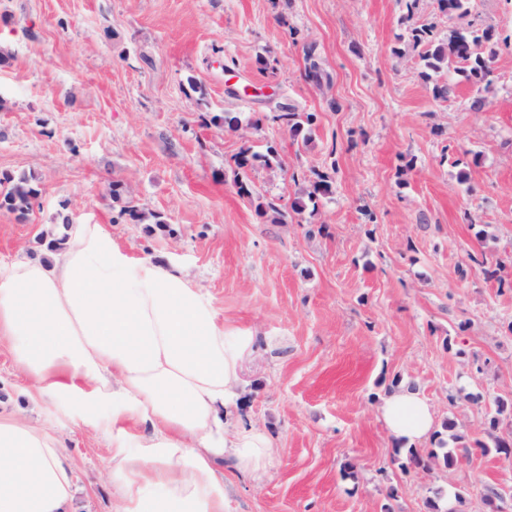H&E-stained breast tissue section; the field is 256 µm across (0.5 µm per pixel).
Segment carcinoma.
Segmentation results:
<instances>
[{
    "mask_svg": "<svg viewBox=\"0 0 512 512\" xmlns=\"http://www.w3.org/2000/svg\"><path fill=\"white\" fill-rule=\"evenodd\" d=\"M441 12L460 16L469 13L471 0H437ZM408 41L415 48H422L421 59L424 70L420 72L421 78L431 85L433 98L446 100L453 93L454 85L450 82L436 79V75L450 69L464 73L465 78L472 84L489 89L492 84V64L499 52L512 48V34L496 32L490 28L474 25L464 29H453L443 39L437 38L435 26L422 23L412 25L408 29ZM272 123H283L292 137H302L307 141L313 133L315 114L299 113L293 108L285 112H275L266 117ZM235 166V187L239 197L256 202V210L262 215L272 211L279 217L284 213L274 202H265L261 197L255 196L254 189L249 183L246 172L255 163L261 162L271 168L279 165L276 150L273 146L266 147L265 152L258 153L249 147L233 158ZM109 194L112 202L120 204L117 219L129 223L139 224L145 220V214L134 203L127 185L117 179L109 183ZM42 194L40 185L31 177L25 175L15 176L8 172L0 173V209L25 216L33 209L35 202ZM332 194V179L329 174L315 173V178L309 181L308 187L300 190L298 196L290 204L291 210L300 213L307 207V203L315 204L318 200ZM499 420L495 417L488 422V436L491 443H479L477 447L483 452L493 447L499 454L506 456L512 454V444L495 435ZM407 464L414 467L429 469L433 466L443 465L450 467L455 462L452 454L440 455L434 451L423 459L417 451L410 449L406 456Z\"/></svg>",
    "mask_w": 512,
    "mask_h": 512,
    "instance_id": "obj_1",
    "label": "carcinoma"
}]
</instances>
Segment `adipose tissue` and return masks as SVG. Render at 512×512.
<instances>
[{"label":"adipose tissue","mask_w":512,"mask_h":512,"mask_svg":"<svg viewBox=\"0 0 512 512\" xmlns=\"http://www.w3.org/2000/svg\"><path fill=\"white\" fill-rule=\"evenodd\" d=\"M65 233L40 256L0 265V337L17 369L83 414L111 403L114 512H224L217 461L257 471L276 451L238 417L252 334L225 331L182 269L132 261L103 225ZM379 413L399 448L437 438V413L411 386L387 393ZM75 491L58 439L0 417V512H70Z\"/></svg>","instance_id":"1"}]
</instances>
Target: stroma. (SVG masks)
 I'll use <instances>...</instances> for the list:
<instances>
[{
    "mask_svg": "<svg viewBox=\"0 0 512 512\" xmlns=\"http://www.w3.org/2000/svg\"><path fill=\"white\" fill-rule=\"evenodd\" d=\"M414 23L510 31L512 5L474 0L461 18L437 0L412 15L403 0H0V171L43 189L27 217L0 211V262L38 255L62 218L105 224L130 257L182 267L226 329L254 333L240 410L278 452L260 474L225 470L224 512H485L489 486L512 512V461L476 447L501 402L496 434L512 442V290L484 274L501 261L512 279V52L490 92L452 71L437 100L408 48ZM284 105L316 114L311 140L264 121ZM227 113L261 125L245 140L210 124ZM246 144L278 152L280 167L248 172L266 199L291 203L316 171L332 195L259 216L233 183ZM115 179L166 224L113 223ZM397 382L471 453L406 467L377 414ZM0 412L62 442L73 512H112L111 404L86 425L0 339Z\"/></svg>",
    "mask_w": 512,
    "mask_h": 512,
    "instance_id": "obj_1",
    "label": "stroma"
}]
</instances>
